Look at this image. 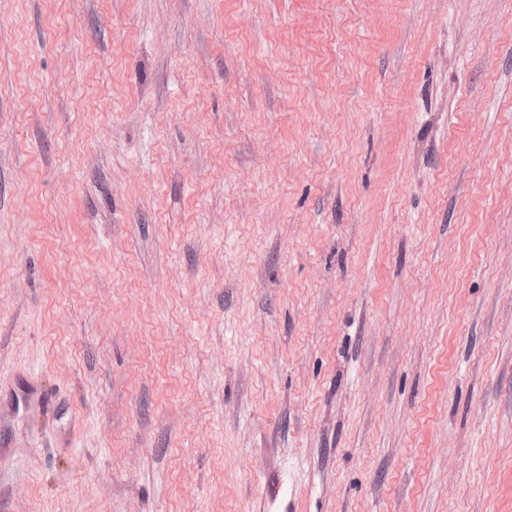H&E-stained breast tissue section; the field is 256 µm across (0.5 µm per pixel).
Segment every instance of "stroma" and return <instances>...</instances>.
I'll list each match as a JSON object with an SVG mask.
<instances>
[{"label":"stroma","instance_id":"1","mask_svg":"<svg viewBox=\"0 0 512 512\" xmlns=\"http://www.w3.org/2000/svg\"><path fill=\"white\" fill-rule=\"evenodd\" d=\"M0 512H512V0H0Z\"/></svg>","mask_w":512,"mask_h":512}]
</instances>
